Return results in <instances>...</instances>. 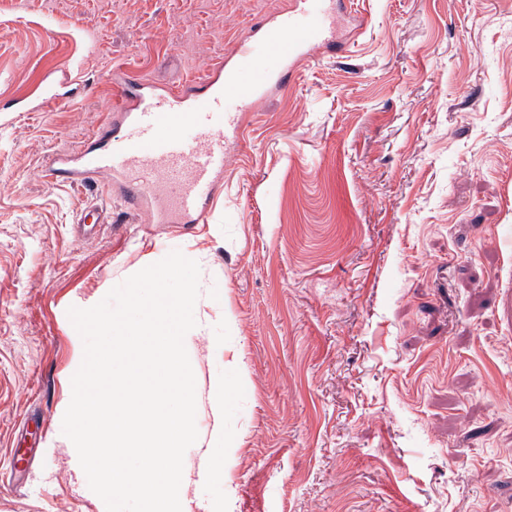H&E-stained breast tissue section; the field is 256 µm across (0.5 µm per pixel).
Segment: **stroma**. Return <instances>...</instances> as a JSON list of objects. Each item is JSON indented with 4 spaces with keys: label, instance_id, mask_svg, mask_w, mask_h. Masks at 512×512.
Instances as JSON below:
<instances>
[{
    "label": "stroma",
    "instance_id": "stroma-1",
    "mask_svg": "<svg viewBox=\"0 0 512 512\" xmlns=\"http://www.w3.org/2000/svg\"><path fill=\"white\" fill-rule=\"evenodd\" d=\"M291 3L0 0V512H106L62 433L67 311L191 245L223 296L197 427L245 381L228 512H512V0H345L346 56L257 103L207 223L83 237L90 194L41 177L113 70L179 85Z\"/></svg>",
    "mask_w": 512,
    "mask_h": 512
}]
</instances>
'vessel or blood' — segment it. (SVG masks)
Here are the masks:
<instances>
[{"instance_id":"b4317fda","label":"vessel or blood","mask_w":512,"mask_h":512,"mask_svg":"<svg viewBox=\"0 0 512 512\" xmlns=\"http://www.w3.org/2000/svg\"><path fill=\"white\" fill-rule=\"evenodd\" d=\"M336 0H298L272 17H256L252 32L224 57V74L189 80L153 93L140 75L113 73V123L100 125L74 150L52 152L47 183L94 191L105 174L118 180L122 208L90 203L79 222L124 224L152 210L158 224L204 223L224 179L229 140L268 85L321 50L343 47Z\"/></svg>"}]
</instances>
